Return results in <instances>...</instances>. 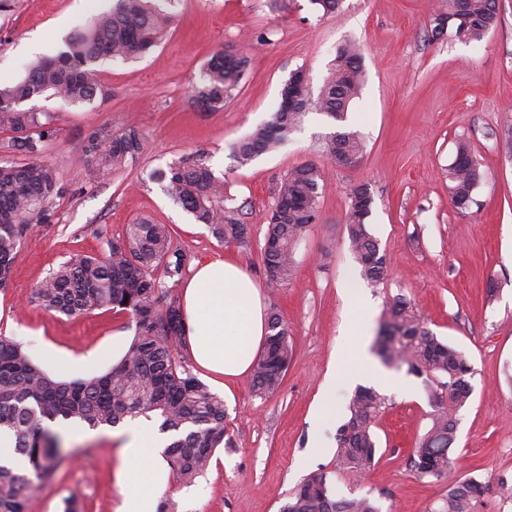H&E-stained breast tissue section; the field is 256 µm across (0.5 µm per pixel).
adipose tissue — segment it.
Returning <instances> with one entry per match:
<instances>
[{
    "mask_svg": "<svg viewBox=\"0 0 512 512\" xmlns=\"http://www.w3.org/2000/svg\"><path fill=\"white\" fill-rule=\"evenodd\" d=\"M182 309L191 354L200 368L227 381L250 373L266 334V315L259 286L246 272L226 258L200 263L184 288ZM161 446L149 425L128 435L117 512H155L158 493L172 479Z\"/></svg>",
    "mask_w": 512,
    "mask_h": 512,
    "instance_id": "ef3b65f1",
    "label": "adipose tissue"
}]
</instances>
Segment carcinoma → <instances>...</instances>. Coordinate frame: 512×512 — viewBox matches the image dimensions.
Returning <instances> with one entry per match:
<instances>
[{
  "label": "carcinoma",
  "mask_w": 512,
  "mask_h": 512,
  "mask_svg": "<svg viewBox=\"0 0 512 512\" xmlns=\"http://www.w3.org/2000/svg\"><path fill=\"white\" fill-rule=\"evenodd\" d=\"M161 2L114 0L112 8L67 36L54 56L35 57L24 65L22 77L0 83V131L12 134L7 148L24 156L20 163H0V291L7 288L32 224L51 221L56 200L70 190L59 170L40 158L43 142L54 135L53 127L44 113L26 104L47 93L82 106L107 97L100 66L135 61L161 43L167 24ZM498 19V0H445V9L431 14V39L478 43ZM246 66L243 55L222 50L211 54L200 82L192 88L193 102L206 112L224 109ZM363 85L360 49L347 43L339 48L317 98L305 92L288 107H278L269 121L237 144L236 163L247 166L282 145L312 108L338 126L324 140L325 156L336 166H348L365 148L359 133L345 125ZM143 149L144 139L133 125L116 134L99 128L84 147L85 166L92 174L106 176L125 168ZM482 179L470 144L457 142L455 159L448 166V195L454 206L470 208ZM148 180L161 186L196 223L206 225L218 241L249 247L248 225L239 209L225 204L224 176L216 174L203 154L154 169ZM323 181L324 170L306 163L289 171L277 187L262 251L266 281L272 288L283 286L295 273V252L304 232L317 221ZM372 204L368 188H354L344 232L362 277L380 284L387 277L388 263L368 230ZM183 266L184 256L173 250L168 225L139 218L126 225L123 238L110 243L107 253L62 263L36 285L31 299L47 310L66 317L96 309L125 312L135 332L127 354L108 373L75 381L52 378L19 344L0 336V432L12 439L15 460L12 465L0 464V512H27L29 501L52 480L51 449L59 447V437L50 424L59 420L97 428L157 415L160 431L174 436L165 448L172 474L186 484L207 470L216 448L232 444L224 398L179 357L186 326L180 299L164 279L180 277ZM268 330L251 381L252 390L261 397L278 389L293 356L288 329L278 314L268 317ZM381 335L375 351L384 365L426 377L430 423L416 441L412 463L419 477L439 480L454 462L458 415L472 394L471 365L462 352L440 340L403 297L384 310ZM386 403L375 388L357 387L338 429V458L360 473L377 462L373 426ZM329 485L327 473L310 475L280 512H380L369 497L332 496ZM493 492L505 496L512 489L475 477L451 483L434 512H475L476 505Z\"/></svg>",
  "instance_id": "carcinoma-1"
}]
</instances>
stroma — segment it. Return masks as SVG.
Returning a JSON list of instances; mask_svg holds the SVG:
<instances>
[{"label":"stroma","mask_w":512,"mask_h":512,"mask_svg":"<svg viewBox=\"0 0 512 512\" xmlns=\"http://www.w3.org/2000/svg\"><path fill=\"white\" fill-rule=\"evenodd\" d=\"M441 0H342L323 14L311 0H174L161 45L142 60L108 63L100 79L110 94L88 107L37 97L54 136L41 158L70 184L51 223L34 225L0 291V335L61 380L107 373L128 351L129 315L96 310L66 317L34 303L39 281L59 264L104 253L141 216L170 225L172 246L196 263L234 257L263 287L267 312L288 328L293 358L279 388L255 396L249 378L225 385L200 379L224 399L233 445L194 484L177 482L160 494L172 512H279L290 492L325 471L339 498L367 496L380 512H432L449 483L466 476L512 486V159L498 137L512 108V0H500V20L483 41H431L429 19ZM111 0H0V81L20 78L35 54H53L62 38L109 7ZM362 49L364 88L347 126L365 150L348 168L329 165L320 146L335 124L307 110L297 130L272 153L245 167L233 150L267 122L292 71L304 69L318 95L336 50ZM224 49L248 56L245 77L223 110L205 112L190 98L206 58ZM136 125L143 154L124 169L86 172L83 147L95 129ZM470 141L484 175L476 205L456 208L447 170L459 139ZM205 153L251 230L249 250L224 245L173 205L149 171ZM327 169L319 216L296 252L297 271L279 289L266 287L261 251L274 193L292 168ZM373 197L368 228L389 262L384 284L362 278L343 226L354 186ZM404 296L445 343L463 352L473 393L459 416L447 477L418 478L410 457L428 428L424 378L381 362L366 363L387 302ZM388 399L375 421L379 460L359 474L336 456L337 433L355 387ZM129 429L102 426L80 438L61 434L55 474L27 512H61L79 499L85 512H116Z\"/></svg>","instance_id":"obj_1"}]
</instances>
